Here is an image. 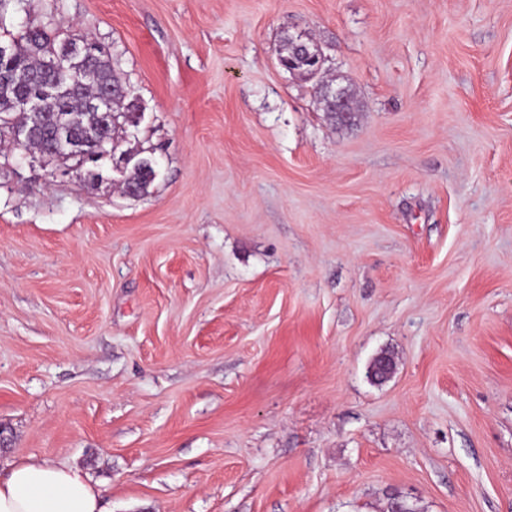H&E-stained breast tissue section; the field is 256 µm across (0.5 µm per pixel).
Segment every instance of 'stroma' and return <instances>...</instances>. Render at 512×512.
Here are the masks:
<instances>
[{"mask_svg":"<svg viewBox=\"0 0 512 512\" xmlns=\"http://www.w3.org/2000/svg\"><path fill=\"white\" fill-rule=\"evenodd\" d=\"M24 22L118 56V148L158 166L129 197L0 141V462L79 469L105 512H512V0ZM291 36L319 78L280 66Z\"/></svg>","mask_w":512,"mask_h":512,"instance_id":"obj_1","label":"stroma"}]
</instances>
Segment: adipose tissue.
I'll return each mask as SVG.
<instances>
[{
    "label": "adipose tissue",
    "mask_w": 512,
    "mask_h": 512,
    "mask_svg": "<svg viewBox=\"0 0 512 512\" xmlns=\"http://www.w3.org/2000/svg\"><path fill=\"white\" fill-rule=\"evenodd\" d=\"M0 512H102L98 492L78 470L45 462L12 464L0 477Z\"/></svg>",
    "instance_id": "ef3b65f1"
}]
</instances>
